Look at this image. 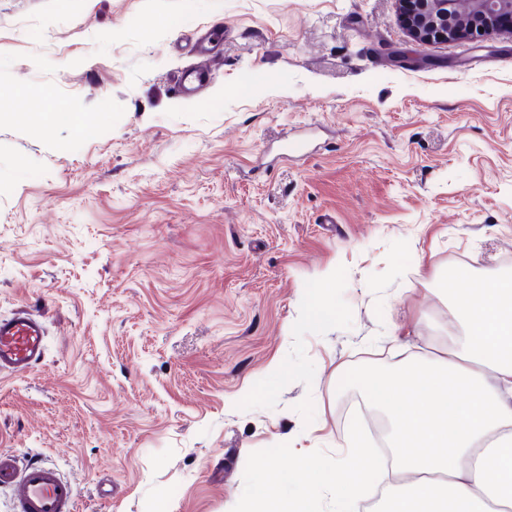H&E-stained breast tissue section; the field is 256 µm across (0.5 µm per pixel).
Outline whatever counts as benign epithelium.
I'll use <instances>...</instances> for the list:
<instances>
[{
  "label": "benign epithelium",
  "instance_id": "7a95c632",
  "mask_svg": "<svg viewBox=\"0 0 512 512\" xmlns=\"http://www.w3.org/2000/svg\"><path fill=\"white\" fill-rule=\"evenodd\" d=\"M460 0H400V19L409 38L418 45L433 41H480L491 33L512 35V0H468L475 16L458 21Z\"/></svg>",
  "mask_w": 512,
  "mask_h": 512
}]
</instances>
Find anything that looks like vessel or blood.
<instances>
[{
    "label": "vessel or blood",
    "instance_id": "b4317fda",
    "mask_svg": "<svg viewBox=\"0 0 512 512\" xmlns=\"http://www.w3.org/2000/svg\"><path fill=\"white\" fill-rule=\"evenodd\" d=\"M210 37L195 44L198 63L178 75V96H196L208 83L212 48ZM45 327L33 313L21 310L0 316V377L19 376L43 362ZM0 485L16 487L15 512H75L77 490L47 462L19 464L16 456L0 452Z\"/></svg>",
    "mask_w": 512,
    "mask_h": 512
}]
</instances>
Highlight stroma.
I'll list each match as a JSON object with an SVG mask.
<instances>
[{
  "label": "stroma",
  "mask_w": 512,
  "mask_h": 512,
  "mask_svg": "<svg viewBox=\"0 0 512 512\" xmlns=\"http://www.w3.org/2000/svg\"><path fill=\"white\" fill-rule=\"evenodd\" d=\"M1 98L40 120L0 123V315L48 333L0 450L76 512H237L329 464L362 368L457 331L451 273L512 275V36L419 45L398 0H0ZM211 35L200 38L195 44L199 62L191 69L178 75L175 92L183 98L196 96L208 83L210 77V57L214 56L210 46ZM332 280L333 279L331 278H325L322 282L323 285L318 287L320 290L319 293L313 297V307L315 308V312L314 314H311V318L309 319L314 325L327 320L331 313L328 298L332 290Z\"/></svg>",
  "instance_id": "stroma-1"
}]
</instances>
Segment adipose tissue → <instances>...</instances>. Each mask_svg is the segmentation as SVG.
Instances as JSON below:
<instances>
[{
	"mask_svg": "<svg viewBox=\"0 0 512 512\" xmlns=\"http://www.w3.org/2000/svg\"><path fill=\"white\" fill-rule=\"evenodd\" d=\"M461 331L388 371L363 369L368 403L385 414L395 481L377 486L359 437L323 480L294 498L255 494L242 512H306L319 491L332 512H512V277L453 273Z\"/></svg>",
	"mask_w": 512,
	"mask_h": 512,
	"instance_id": "ef3b65f1",
	"label": "adipose tissue"
}]
</instances>
